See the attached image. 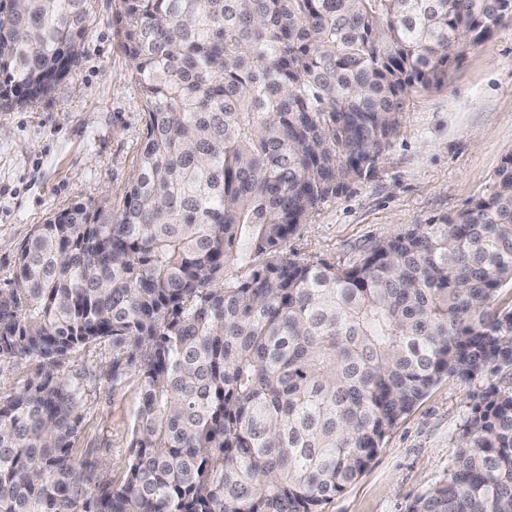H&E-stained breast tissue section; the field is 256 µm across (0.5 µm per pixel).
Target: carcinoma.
Here are the masks:
<instances>
[{
  "label": "carcinoma",
  "mask_w": 512,
  "mask_h": 512,
  "mask_svg": "<svg viewBox=\"0 0 512 512\" xmlns=\"http://www.w3.org/2000/svg\"><path fill=\"white\" fill-rule=\"evenodd\" d=\"M145 136L122 211L35 226L0 288V512H324L445 378L512 377V154L468 206L354 266L299 226L370 178L419 89L512 0H114ZM92 0H0V112L74 70ZM140 380L123 484L74 439L76 349ZM407 512H512V385L489 386L446 480ZM35 365L29 361H20L12 365L2 378H0V396H7L13 388L24 383L33 375Z\"/></svg>",
  "instance_id": "1"
}]
</instances>
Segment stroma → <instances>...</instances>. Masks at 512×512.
<instances>
[{
	"label": "stroma",
	"instance_id": "35a3bbf8",
	"mask_svg": "<svg viewBox=\"0 0 512 512\" xmlns=\"http://www.w3.org/2000/svg\"><path fill=\"white\" fill-rule=\"evenodd\" d=\"M113 0H95L74 76L48 102L0 112V287L35 225L74 203L123 208L144 129L132 62L112 25ZM512 154V21L455 62L446 85L416 92L375 176L324 202L289 248L346 268L379 240L454 214ZM105 341L77 349L66 377L85 396L74 442L98 461L96 480L121 484L131 458L139 379L104 376ZM480 385V384H479ZM478 384L441 381L385 437L359 479L324 512H406L447 477Z\"/></svg>",
	"mask_w": 512,
	"mask_h": 512
}]
</instances>
